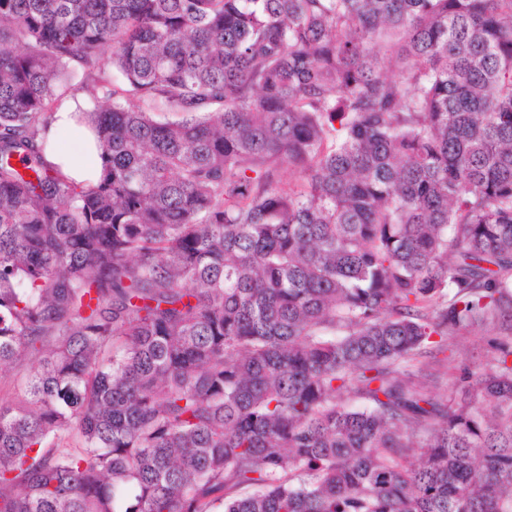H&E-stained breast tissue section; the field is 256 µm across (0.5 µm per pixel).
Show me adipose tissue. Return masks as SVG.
Returning a JSON list of instances; mask_svg holds the SVG:
<instances>
[{"label":"adipose tissue","instance_id":"ef3b65f1","mask_svg":"<svg viewBox=\"0 0 512 512\" xmlns=\"http://www.w3.org/2000/svg\"><path fill=\"white\" fill-rule=\"evenodd\" d=\"M85 105L84 97L79 95L55 112L44 153L46 163L80 184L96 182L102 165L94 133L76 120L77 110Z\"/></svg>","mask_w":512,"mask_h":512}]
</instances>
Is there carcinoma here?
I'll return each mask as SVG.
<instances>
[{"label":"carcinoma","mask_w":512,"mask_h":512,"mask_svg":"<svg viewBox=\"0 0 512 512\" xmlns=\"http://www.w3.org/2000/svg\"><path fill=\"white\" fill-rule=\"evenodd\" d=\"M16 367L0 512H512V0H0ZM86 107L82 95L67 100L55 112L46 135L44 159L76 183H95L101 173V159L94 133L76 120L78 108ZM487 349L486 337L482 332L476 330L467 337L465 341V351H459L453 345H443L440 348L430 349L427 358L432 361H438L442 374L437 389L435 390L439 398L445 399L448 396V385L451 383L450 374L454 368L467 364L471 369H476L479 364L484 363V354ZM447 372V374H446Z\"/></svg>","instance_id":"1"}]
</instances>
